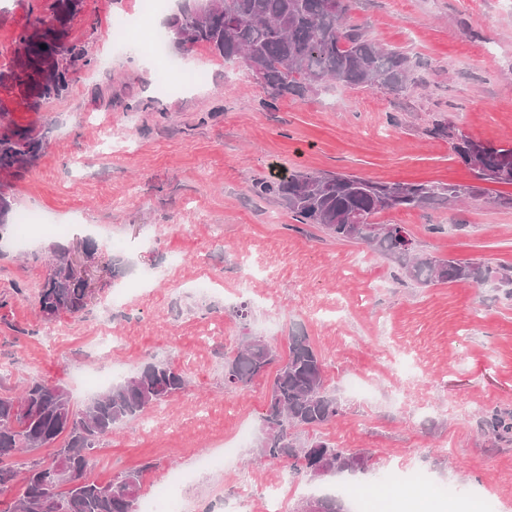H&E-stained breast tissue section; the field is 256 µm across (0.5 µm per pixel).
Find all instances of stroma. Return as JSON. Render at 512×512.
Wrapping results in <instances>:
<instances>
[{
  "instance_id": "obj_1",
  "label": "stroma",
  "mask_w": 512,
  "mask_h": 512,
  "mask_svg": "<svg viewBox=\"0 0 512 512\" xmlns=\"http://www.w3.org/2000/svg\"><path fill=\"white\" fill-rule=\"evenodd\" d=\"M139 3L83 0L70 35L91 63L64 97L35 111L0 84V131L44 136L32 164L0 172L10 217L35 209L65 227L35 234L22 250L0 240V393L37 379L63 386L80 406L94 394L83 376L172 362L187 389L115 428L91 479L105 483L148 462L158 476L188 473L183 512H263L260 495L273 484L283 487L281 512H292L319 485L287 462L256 461L251 444L221 467L199 461L241 425L258 433L265 411L266 378L225 387V354L258 335L284 356L289 336L301 332L321 352L326 386L341 402L318 434L364 460L337 485L375 484L401 460L430 481L399 495L404 512L422 498L434 512H451L431 493L439 485L460 489L471 512L476 493L512 512V444L480 429L485 412H512V298L490 284H411L367 244L332 239L254 193L280 169L470 183L454 151L458 135L512 144V0H355V23L417 61L416 87L396 98L332 84L274 103L241 60L203 45H168L167 58L200 78L159 93L152 59L112 47L115 18ZM51 6L6 0L0 64L11 65L19 32ZM438 123L447 135H433ZM107 134L112 156L104 159L95 145ZM379 221L406 225L432 256L512 264V209L485 199L390 210ZM90 241L92 297L81 315H63L65 335L48 339L38 292L50 260L57 250L81 259ZM205 274L217 292L191 290ZM243 303L252 309L244 321L235 315ZM105 333L117 338L107 354L95 348ZM354 381L370 396L353 393Z\"/></svg>"
}]
</instances>
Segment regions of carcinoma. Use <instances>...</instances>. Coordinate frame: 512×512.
<instances>
[{
    "label": "carcinoma",
    "mask_w": 512,
    "mask_h": 512,
    "mask_svg": "<svg viewBox=\"0 0 512 512\" xmlns=\"http://www.w3.org/2000/svg\"><path fill=\"white\" fill-rule=\"evenodd\" d=\"M352 0H185L163 24L168 42L185 47L202 44L225 59L238 58L256 74L272 101L302 97L325 84L384 89L399 96L415 84L417 62L396 49L379 47L364 27L350 21ZM82 0H54L52 15L23 29L12 67L0 72V83L17 88L28 106L39 109L61 98L72 82L77 62L89 64L83 46L70 38L69 22ZM46 48H41V45ZM43 137L31 129L0 133V171L21 168L35 160ZM472 171V185L435 182H379L343 173L294 172L256 185L255 193L280 201L300 224H316L331 238L363 242L396 263L418 286L434 283L496 281L510 287L512 265L495 267L470 260L426 256L401 224H377L375 218L393 209H424L434 205L488 196L484 183L512 186V146H496L460 135L454 146ZM9 201L0 195V237L16 232L8 222ZM66 253L56 257L38 303L44 319L80 315L87 306L82 285L65 274ZM277 361L270 342L252 336L224 357V386L246 388ZM187 377L172 363L146 364L77 407L68 391L33 379L21 395L0 393V512H137L146 463L125 471L108 488L89 473L101 438L116 426L136 419L154 405L183 392ZM341 412L336 396L325 387L321 353L308 336L288 337V355L276 371L257 442L260 457L288 459L315 481H324L363 465L362 457L317 437L300 440L293 431H315ZM481 430L499 441L512 442V414L492 413ZM53 448L47 458L35 453ZM32 454L24 469L11 459ZM53 468L75 473L72 483H46ZM316 512H354L349 500L336 494L308 498Z\"/></svg>",
    "instance_id": "1"
}]
</instances>
